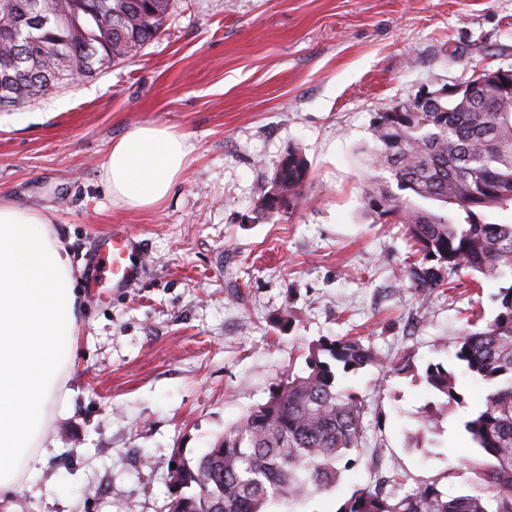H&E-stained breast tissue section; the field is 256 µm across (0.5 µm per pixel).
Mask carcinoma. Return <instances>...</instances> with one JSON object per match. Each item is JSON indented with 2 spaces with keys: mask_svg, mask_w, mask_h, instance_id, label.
Wrapping results in <instances>:
<instances>
[{
  "mask_svg": "<svg viewBox=\"0 0 512 512\" xmlns=\"http://www.w3.org/2000/svg\"><path fill=\"white\" fill-rule=\"evenodd\" d=\"M174 0H0V98L21 107L52 90L122 65L164 31ZM511 80L477 97L433 99L420 112H379L374 146L362 154L373 170L364 206L373 221L405 225L413 261L399 276L419 291L442 287L460 269L498 280L512 271V224L478 218L482 209L512 207ZM276 169V202L262 195L257 214L286 215L299 204L309 166L286 152ZM439 204L428 210L416 200ZM500 312L485 326L471 313L455 344V358L491 386L483 407L465 424L475 453L465 459L476 485L448 497L435 481L403 496L408 475L390 469L358 489L338 512H512V285L500 291ZM376 363L355 337L312 346L302 375L287 374L266 402L224 429L196 462H179L180 489L161 512H267L271 503L293 505L309 493L329 492L340 464L361 446L365 398L336 385V370ZM428 384L461 404L454 373L427 368Z\"/></svg>",
  "mask_w": 512,
  "mask_h": 512,
  "instance_id": "carcinoma-1",
  "label": "carcinoma"
}]
</instances>
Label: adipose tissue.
I'll list each match as a JSON object with an SVG mask.
<instances>
[{
	"label": "adipose tissue",
	"mask_w": 512,
	"mask_h": 512,
	"mask_svg": "<svg viewBox=\"0 0 512 512\" xmlns=\"http://www.w3.org/2000/svg\"><path fill=\"white\" fill-rule=\"evenodd\" d=\"M185 136L155 123L113 140L101 166L112 201L155 208L182 174ZM83 291L48 214L0 201V495L32 481L51 406L76 349Z\"/></svg>",
	"instance_id": "1"
}]
</instances>
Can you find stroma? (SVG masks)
<instances>
[{
  "mask_svg": "<svg viewBox=\"0 0 512 512\" xmlns=\"http://www.w3.org/2000/svg\"><path fill=\"white\" fill-rule=\"evenodd\" d=\"M512 67V0H174L164 36L133 60L0 111V199L43 209L67 242L84 293L65 405L51 409L39 477L0 512H160L172 463L197 460L226 427L302 373L320 340L360 337L378 362L337 372L366 396L362 443L329 493L338 512L378 470L471 488L464 422L484 383L455 358L463 311L499 312L512 280L470 271L421 293L399 281V224L364 215L360 162L377 113L424 92ZM157 123L185 135L189 163L156 208L112 204L100 167L113 139ZM310 166L291 214L255 201L284 153ZM140 270L99 288L91 261L114 229ZM409 355L411 368L391 371ZM442 364L465 404L419 433Z\"/></svg>",
  "mask_w": 512,
  "mask_h": 512,
  "instance_id": "obj_1",
  "label": "stroma"
}]
</instances>
